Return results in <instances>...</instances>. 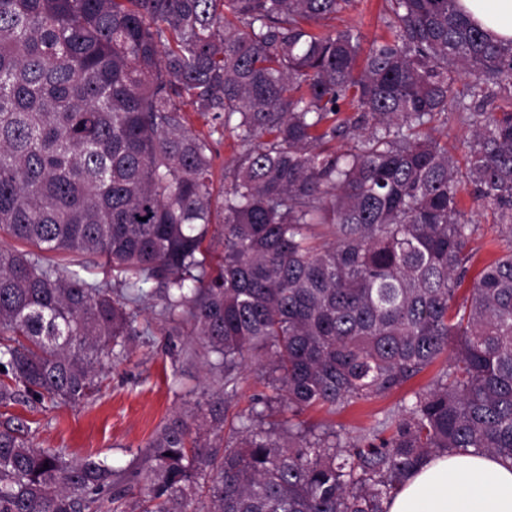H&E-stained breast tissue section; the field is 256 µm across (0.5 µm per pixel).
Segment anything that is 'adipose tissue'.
<instances>
[{
  "mask_svg": "<svg viewBox=\"0 0 512 512\" xmlns=\"http://www.w3.org/2000/svg\"><path fill=\"white\" fill-rule=\"evenodd\" d=\"M460 6L497 39H512V0H460ZM387 512H512V464L488 453L429 458L388 502Z\"/></svg>",
  "mask_w": 512,
  "mask_h": 512,
  "instance_id": "ef3b65f1",
  "label": "adipose tissue"
}]
</instances>
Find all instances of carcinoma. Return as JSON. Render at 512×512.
Segmentation results:
<instances>
[{
	"instance_id": "cac0c4a2",
	"label": "carcinoma",
	"mask_w": 512,
	"mask_h": 512,
	"mask_svg": "<svg viewBox=\"0 0 512 512\" xmlns=\"http://www.w3.org/2000/svg\"><path fill=\"white\" fill-rule=\"evenodd\" d=\"M351 2L0 0V234L33 246L0 245V408L99 389L151 281L222 382L150 440L143 477L4 424L0 512H386L430 456L512 460V40L459 0H385L364 53L314 28ZM450 112L472 127L463 166L435 135ZM468 185L501 254L458 303ZM84 254L114 287L81 277ZM248 354L294 416L445 365L348 441L265 428L267 402L229 414ZM198 418L230 436L200 443Z\"/></svg>"
}]
</instances>
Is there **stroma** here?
I'll use <instances>...</instances> for the list:
<instances>
[{"instance_id": "stroma-1", "label": "stroma", "mask_w": 512, "mask_h": 512, "mask_svg": "<svg viewBox=\"0 0 512 512\" xmlns=\"http://www.w3.org/2000/svg\"><path fill=\"white\" fill-rule=\"evenodd\" d=\"M383 0H354L336 18L322 21L320 30L355 28L363 45L387 36L380 19ZM461 207L478 229L469 249L474 268L500 253L490 211L477 207L469 194H462ZM141 305L140 323L148 324L146 335L134 337L124 357L105 361L101 388L77 405L48 408L22 402L0 408V423L12 420L23 427L25 437L38 448H61L73 456L96 455L116 468L142 458L150 439L172 417L188 412L203 401L213 380L196 346L187 334H169L159 319L161 289L149 283ZM430 367L401 388L368 401H357L330 413L320 407L307 409L302 419L314 430L335 428L353 439L382 419L401 401L423 389L437 374Z\"/></svg>"}]
</instances>
